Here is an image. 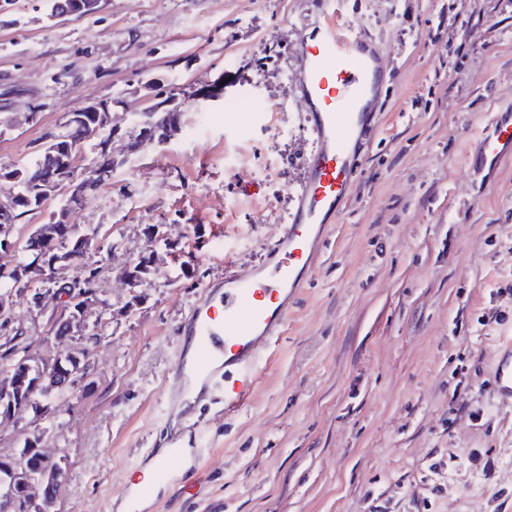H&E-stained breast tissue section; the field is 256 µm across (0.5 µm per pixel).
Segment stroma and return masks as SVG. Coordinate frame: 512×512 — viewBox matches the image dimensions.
I'll list each match as a JSON object with an SVG mask.
<instances>
[{"label":"stroma","mask_w":512,"mask_h":512,"mask_svg":"<svg viewBox=\"0 0 512 512\" xmlns=\"http://www.w3.org/2000/svg\"><path fill=\"white\" fill-rule=\"evenodd\" d=\"M324 0H104L51 17L0 11V165L29 162L90 99L111 102L121 153L152 95L181 131L146 144L72 217L102 268L88 323L90 386L0 422L62 459L51 512H116L167 433L200 427L192 494L147 512H512V403L493 369L512 338V160L466 166L470 142L512 108V0H335L382 65L375 132L243 411L170 406L182 327L206 285L267 260L311 149L295 74ZM468 21L445 29L441 17ZM224 97L196 103L199 87ZM168 227L166 244L146 228ZM153 256L156 272L130 282ZM56 303L19 296L12 327L45 340Z\"/></svg>","instance_id":"35a3bbf8"}]
</instances>
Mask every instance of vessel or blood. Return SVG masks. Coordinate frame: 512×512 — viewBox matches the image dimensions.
<instances>
[{
    "mask_svg": "<svg viewBox=\"0 0 512 512\" xmlns=\"http://www.w3.org/2000/svg\"><path fill=\"white\" fill-rule=\"evenodd\" d=\"M365 34L325 15L311 44L302 52L299 87L308 103L314 148L297 194L298 203L274 254L245 278L207 285L192 307L183 333L190 357L179 358L174 395L223 400L233 415L248 403L272 342L288 319V300L309 276L328 221L354 188V144L374 130L373 108L381 68ZM512 158V112H496L479 137L469 166L494 169ZM494 381L504 400L512 401V359L500 361ZM201 432L173 433L148 482L127 486L128 512H139L157 488L177 489L176 470L199 474Z\"/></svg>",
    "mask_w": 512,
    "mask_h": 512,
    "instance_id": "1",
    "label": "vessel or blood"
}]
</instances>
